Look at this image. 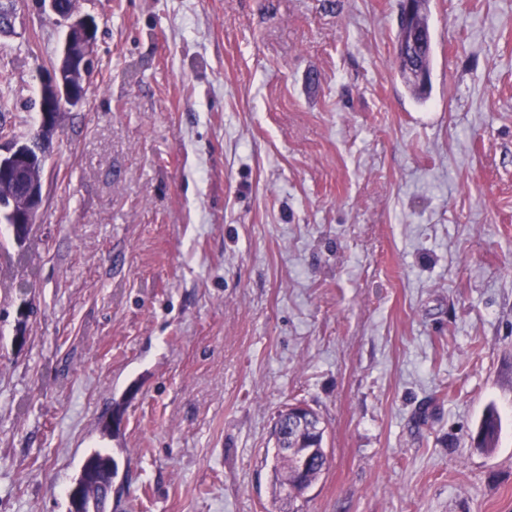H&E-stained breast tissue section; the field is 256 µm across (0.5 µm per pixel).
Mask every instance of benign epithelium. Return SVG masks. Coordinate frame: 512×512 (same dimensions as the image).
Instances as JSON below:
<instances>
[{
	"instance_id": "benign-epithelium-1",
	"label": "benign epithelium",
	"mask_w": 512,
	"mask_h": 512,
	"mask_svg": "<svg viewBox=\"0 0 512 512\" xmlns=\"http://www.w3.org/2000/svg\"><path fill=\"white\" fill-rule=\"evenodd\" d=\"M39 8L65 30L59 61L41 88V102L44 103L42 119L54 123L59 113L76 110L83 104L84 97L75 92L66 76L75 69L85 70L93 61L96 20L89 14L60 9L59 0H40ZM35 155L41 161L48 159L46 148L40 147L33 153L31 145L24 141L0 147V175L13 183L29 205L25 215L17 214L13 217L12 222L15 224H30V216L39 212L42 205V188L31 183L27 174ZM68 497L71 512H97L95 501L84 497L80 484L76 483L70 488Z\"/></svg>"
}]
</instances>
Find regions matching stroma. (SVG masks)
<instances>
[{"instance_id":"stroma-1","label":"stroma","mask_w":512,"mask_h":512,"mask_svg":"<svg viewBox=\"0 0 512 512\" xmlns=\"http://www.w3.org/2000/svg\"><path fill=\"white\" fill-rule=\"evenodd\" d=\"M79 8L96 75L25 247L0 224V512H68L95 450L107 512H276L294 405L329 460L299 512H512V0H429L423 102L399 0ZM62 41L16 0L0 146ZM425 4L426 0H415L413 3L414 28L418 31L419 26L425 35V43L421 57V63L423 66L413 65V67L422 74L421 78H419V74L412 72L411 68H408L405 63V56L410 49V44L408 36L402 30L398 31L396 48V64L398 70L408 87L419 100H426L431 88L430 76L432 58L426 55V48L430 39V25ZM89 467H92L95 472V479L92 481L85 480V469ZM117 475L118 466L112 456L95 450L84 459L75 481L84 485V491L88 497L96 499L98 488L91 483L111 485L112 480H114Z\"/></svg>"}]
</instances>
